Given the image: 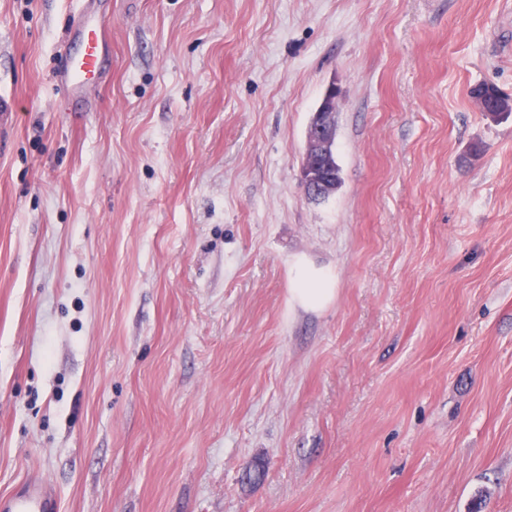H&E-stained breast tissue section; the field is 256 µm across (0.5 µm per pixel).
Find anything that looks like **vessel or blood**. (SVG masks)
Listing matches in <instances>:
<instances>
[{
	"instance_id": "1",
	"label": "vessel or blood",
	"mask_w": 512,
	"mask_h": 512,
	"mask_svg": "<svg viewBox=\"0 0 512 512\" xmlns=\"http://www.w3.org/2000/svg\"><path fill=\"white\" fill-rule=\"evenodd\" d=\"M74 36L82 50L78 57L67 60L58 75L59 83L70 98L80 99L87 80L98 77L106 44V26L101 17L80 15ZM57 502L52 488L45 481L26 482L22 491L0 499V512H56Z\"/></svg>"
}]
</instances>
